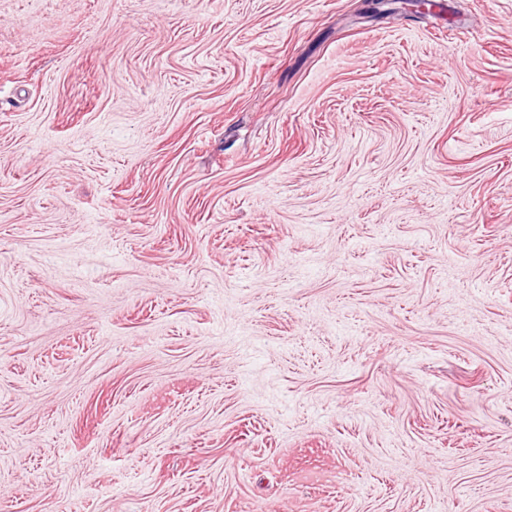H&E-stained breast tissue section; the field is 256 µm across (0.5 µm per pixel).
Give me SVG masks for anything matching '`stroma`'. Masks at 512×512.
<instances>
[{"instance_id": "1", "label": "stroma", "mask_w": 512, "mask_h": 512, "mask_svg": "<svg viewBox=\"0 0 512 512\" xmlns=\"http://www.w3.org/2000/svg\"><path fill=\"white\" fill-rule=\"evenodd\" d=\"M0 512H512V0H0Z\"/></svg>"}]
</instances>
